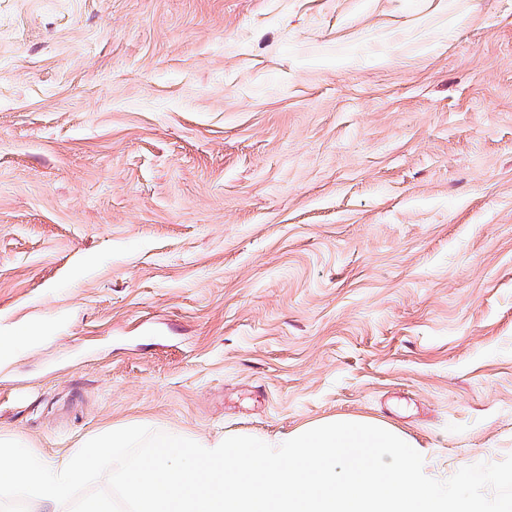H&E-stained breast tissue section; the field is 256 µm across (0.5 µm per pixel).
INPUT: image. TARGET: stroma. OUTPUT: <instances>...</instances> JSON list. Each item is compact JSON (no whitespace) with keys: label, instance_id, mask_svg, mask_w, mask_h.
I'll use <instances>...</instances> for the list:
<instances>
[{"label":"stroma","instance_id":"obj_1","mask_svg":"<svg viewBox=\"0 0 512 512\" xmlns=\"http://www.w3.org/2000/svg\"><path fill=\"white\" fill-rule=\"evenodd\" d=\"M0 437L387 424L512 455V0H0Z\"/></svg>","mask_w":512,"mask_h":512}]
</instances>
